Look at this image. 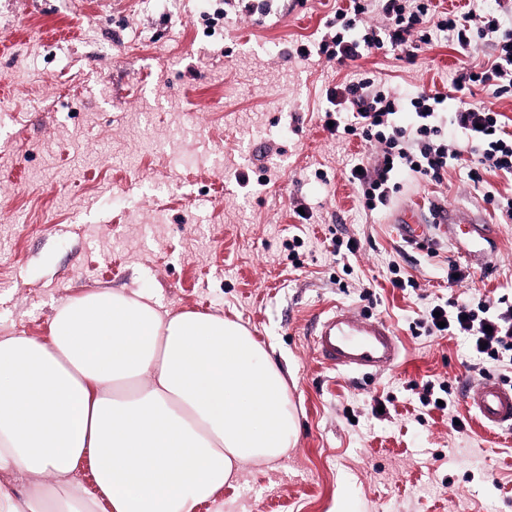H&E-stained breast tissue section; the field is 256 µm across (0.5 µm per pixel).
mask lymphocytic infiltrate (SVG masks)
<instances>
[{
    "label": "lymphocytic infiltrate",
    "mask_w": 512,
    "mask_h": 512,
    "mask_svg": "<svg viewBox=\"0 0 512 512\" xmlns=\"http://www.w3.org/2000/svg\"><path fill=\"white\" fill-rule=\"evenodd\" d=\"M492 14L481 9L463 12L438 10L433 0H348L337 8L341 28L321 40L319 52L344 65L374 49L388 47L401 52L448 38L459 48L492 43L495 57L484 64L462 65L452 78L455 92L466 93L480 86L497 95L512 92V0H497ZM376 11L383 26L364 25L367 11ZM331 105L325 117L333 133H342L375 145L370 163L350 168L349 180L360 193L364 210L388 206L396 175H413L440 180L448 167L464 155L475 158L468 178L483 183L489 173L512 177V133L503 114L482 106L458 101L448 116H440L438 95L423 90L401 95L364 78L331 88ZM411 111L414 120L404 126L396 116ZM459 135L450 142L448 132ZM429 334L468 337L477 355L490 364L512 362V304L504 298L481 294L464 302L449 301L438 314L422 321Z\"/></svg>",
    "instance_id": "1"
}]
</instances>
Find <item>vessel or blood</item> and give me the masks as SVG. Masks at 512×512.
Masks as SVG:
<instances>
[{
  "mask_svg": "<svg viewBox=\"0 0 512 512\" xmlns=\"http://www.w3.org/2000/svg\"><path fill=\"white\" fill-rule=\"evenodd\" d=\"M402 237L411 244L428 241L429 228L441 229L461 258L474 262L484 253V244L494 225L483 212L466 213L434 205L429 209L405 207L394 216ZM309 334L318 360L332 369L378 372L395 366L400 346L392 326L383 318H366L342 306H333L310 325ZM464 406L489 430L512 429V388L493 381L464 384Z\"/></svg>",
  "mask_w": 512,
  "mask_h": 512,
  "instance_id": "vessel-or-blood-1",
  "label": "vessel or blood"
}]
</instances>
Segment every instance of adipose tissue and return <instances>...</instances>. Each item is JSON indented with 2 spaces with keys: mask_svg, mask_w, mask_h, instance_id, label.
Listing matches in <instances>:
<instances>
[{
  "mask_svg": "<svg viewBox=\"0 0 512 512\" xmlns=\"http://www.w3.org/2000/svg\"><path fill=\"white\" fill-rule=\"evenodd\" d=\"M295 436L280 368L219 315L89 291L56 307L49 343L0 338V471L52 481L23 497L0 485V512H196Z\"/></svg>",
  "mask_w": 512,
  "mask_h": 512,
  "instance_id": "adipose-tissue-1",
  "label": "adipose tissue"
}]
</instances>
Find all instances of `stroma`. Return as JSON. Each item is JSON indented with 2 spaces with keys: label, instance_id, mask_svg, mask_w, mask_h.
<instances>
[{
  "label": "stroma",
  "instance_id": "1",
  "mask_svg": "<svg viewBox=\"0 0 512 512\" xmlns=\"http://www.w3.org/2000/svg\"><path fill=\"white\" fill-rule=\"evenodd\" d=\"M251 2L252 14L241 0H0V337L49 341L55 307L97 289L248 328L287 379L296 440L197 512H512V432H489L461 401L476 352L413 331L451 297L512 301V219L486 200L512 179L402 176L390 208L367 214L346 164L372 149L324 127L328 89L364 76L445 94L452 110L451 74L492 47L375 49L341 66L317 52L336 0ZM432 198L491 216L487 269L445 238L422 250L398 237L394 209ZM338 237L357 253L335 258ZM452 262L463 281L449 282ZM393 264L416 288L391 286ZM333 304L388 320L397 366L321 364L306 328ZM443 381L446 408L422 406L423 385Z\"/></svg>",
  "mask_w": 512,
  "mask_h": 512
}]
</instances>
